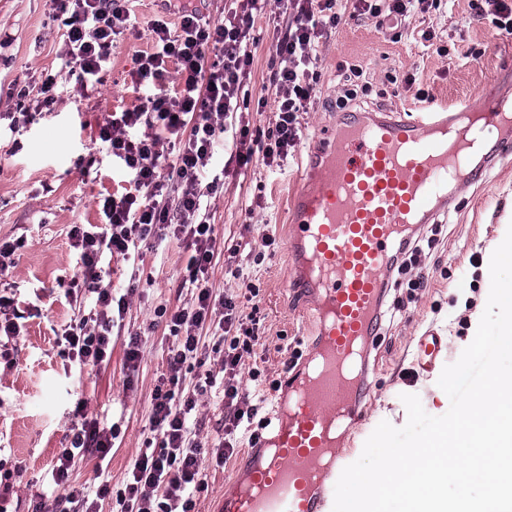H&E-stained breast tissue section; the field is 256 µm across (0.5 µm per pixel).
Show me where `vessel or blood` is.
I'll use <instances>...</instances> for the list:
<instances>
[{"label": "vessel or blood", "instance_id": "vessel-or-blood-1", "mask_svg": "<svg viewBox=\"0 0 512 512\" xmlns=\"http://www.w3.org/2000/svg\"><path fill=\"white\" fill-rule=\"evenodd\" d=\"M512 151V113L487 92L412 119L347 112L289 196L286 288L311 285L308 354L224 481V512H328L345 467L336 432L364 420L383 276L419 224L448 206L457 173Z\"/></svg>", "mask_w": 512, "mask_h": 512}]
</instances>
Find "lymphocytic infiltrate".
Segmentation results:
<instances>
[{
    "label": "lymphocytic infiltrate",
    "instance_id": "1",
    "mask_svg": "<svg viewBox=\"0 0 512 512\" xmlns=\"http://www.w3.org/2000/svg\"><path fill=\"white\" fill-rule=\"evenodd\" d=\"M231 2L220 22L202 20L197 9L183 6L178 33L162 21L151 24L154 50L135 58L143 101L136 109L108 113L98 131L107 158L125 171L131 188L105 198L104 225L78 226L71 236L94 303L89 315L65 333L67 356L81 366L105 361L112 331L125 313V298L115 297L107 282L113 257L131 260L141 242L167 235L182 240L191 252L185 281L195 290L194 304L158 311L172 342L167 349L170 375L152 395L150 430L157 448L135 461L118 495L122 512H194L193 496L202 489L207 454L226 463L265 401L263 389L241 391L237 380L244 353L258 340L256 329L246 326L235 298L216 299L209 284L216 239L203 204L224 181L223 172L213 166L216 148H230L229 159L239 166L256 153L265 166H280L300 138V112L316 95V47L324 32L336 27L350 8L398 26L412 14L439 8L441 0H285L289 21L276 40L280 64L272 77L278 120L274 128L255 134L232 117L252 102L245 88L254 59L250 30L266 0ZM57 17L65 30L63 63L45 74L37 92L25 87L17 91L20 115L30 112L29 95H36L38 108L47 109L64 85L84 90L100 83L109 69L112 45L129 29L131 15L127 0H58ZM172 68L179 80L170 85L166 79ZM142 125L147 128L143 134L138 131ZM249 142L256 153L245 152ZM171 181L182 189L175 199L167 192ZM218 303L224 307L218 323L224 357L218 368L207 370L205 384L224 396V438L210 452L194 438L189 417L196 400L185 394L182 372L203 366L199 332ZM118 431V425L107 427L94 419L75 429L70 447L62 450L51 471V482L65 500L85 501L91 493L69 483L75 457H106Z\"/></svg>",
    "mask_w": 512,
    "mask_h": 512
}]
</instances>
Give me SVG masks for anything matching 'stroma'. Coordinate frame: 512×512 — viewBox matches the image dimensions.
Here are the masks:
<instances>
[{
  "mask_svg": "<svg viewBox=\"0 0 512 512\" xmlns=\"http://www.w3.org/2000/svg\"><path fill=\"white\" fill-rule=\"evenodd\" d=\"M130 9L135 27L114 44L102 82L83 91L66 87L53 108L17 123L15 89H36L43 73L60 67L64 30L56 19L57 0H0V240L21 243L11 263L0 268V296L13 300L21 327L7 344L12 364L0 360V482L12 487L0 512H56L45 475L69 447L80 405L102 420L120 414L123 422L106 459L75 458L70 483L93 489L109 484L111 494L95 499L94 512H120L117 493L145 447L152 394L168 371L171 339L155 323V311L186 308L195 301L194 290L181 285L190 257L183 242L148 241L135 262L116 258L111 263L112 286L126 295L128 306L123 331L112 338L110 361L79 368L66 356V329L92 306L89 294L73 284L78 254L71 232L80 224H104L103 198L128 185L100 152L98 125L108 113L138 105L134 59L152 47L151 22L165 21L174 33L180 29V16L166 0H132ZM286 21L281 0H269L254 19L248 84L252 94L268 101L264 111L243 112V121L254 129L274 127L278 119L270 76L278 64L275 28ZM426 30L454 46V54L439 55L422 40ZM318 56L320 92L299 117L302 134L290 163L275 170L253 159L240 174L225 178L223 189L208 201L217 248L209 282L217 296H236L258 327L259 339L244 355L238 377L249 391L282 383L289 356L307 347L302 310L313 295L306 288L294 294L284 288L287 194L293 181L306 175L309 157L322 151L323 131L342 115L335 106L341 70L360 66L372 85L371 93L353 102L356 110H410L422 92L452 103L512 63V36L491 19L473 18L469 0H445L439 9L407 18L393 33L379 29L375 19L344 16L324 34ZM510 207L512 154L499 157L478 181L458 186L447 226L421 268L410 272L423 277L425 288L370 349L368 423L363 433L344 441L353 457H360L368 433L381 421L397 428L406 424L402 395H418L430 415L448 411V397L437 381L474 338L477 325L471 315L486 306L490 290L484 247L506 233L501 219ZM269 231L277 240L272 248L262 242ZM237 244L259 260L253 268V298L229 272L235 263L230 248ZM136 332L141 359L131 374L125 367V344ZM427 334L440 337L442 346L436 359L425 364L418 360L417 342ZM254 369L259 378H251ZM194 418L198 442L206 447L216 443L224 432L222 399L197 396ZM234 465L231 459L220 467L207 463L196 512H221L224 478Z\"/></svg>",
  "mask_w": 512,
  "mask_h": 512,
  "instance_id": "stroma-1",
  "label": "stroma"
}]
</instances>
